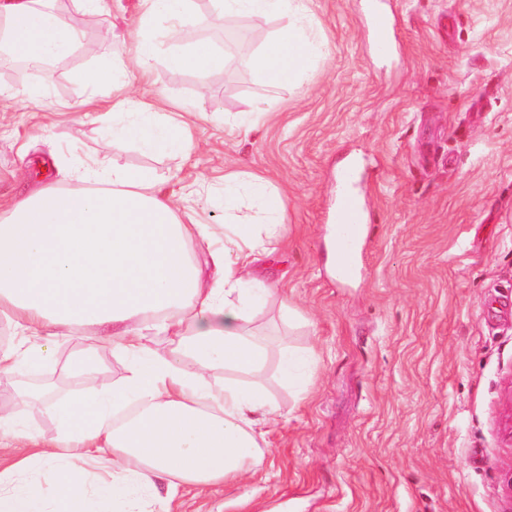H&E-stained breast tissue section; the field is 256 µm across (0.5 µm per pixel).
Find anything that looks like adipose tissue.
<instances>
[{"label":"adipose tissue","instance_id":"1","mask_svg":"<svg viewBox=\"0 0 512 512\" xmlns=\"http://www.w3.org/2000/svg\"><path fill=\"white\" fill-rule=\"evenodd\" d=\"M140 2L141 24L194 22L193 0ZM211 12L281 19L262 51H242L269 86H296L323 51L306 0H211ZM112 38L124 50L111 66L75 78L111 87L113 137L151 152L192 147L207 113L145 99L133 82L148 81L159 58L206 73L219 62L214 45L199 39L161 55L139 32ZM77 45L75 29L47 0H0V52L40 65ZM76 175L88 189L39 188L13 200L0 221V321L12 332L0 346V387H20V375L52 362L77 330L88 345L72 360L74 372L93 375L108 348L126 374L61 400L41 392L57 429L48 440L20 411L0 410V447L14 451L0 468V512H150L168 506L179 486L239 479L262 464L259 441L285 418L262 381L269 362L296 394L311 384L304 354L271 353L248 333L278 289L251 267L282 234L279 191L257 175H225L218 226L202 222L186 199L163 196L149 172L89 160ZM194 242L208 245L203 262L189 254ZM157 336L169 348L155 347Z\"/></svg>","mask_w":512,"mask_h":512}]
</instances>
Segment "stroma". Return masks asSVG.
<instances>
[{
  "mask_svg": "<svg viewBox=\"0 0 512 512\" xmlns=\"http://www.w3.org/2000/svg\"><path fill=\"white\" fill-rule=\"evenodd\" d=\"M362 0H309L328 54L297 87H270L243 66L194 0L196 25L155 24L159 49L199 38L220 62L204 74L156 62L148 90L211 121L188 153L113 142L111 119L89 108L76 71L106 66L117 43L104 22L135 27L139 0H116L108 20L80 0H55L94 47L34 68L37 107L0 102V203L38 187L70 186L93 158L147 169L166 195L192 193L210 224L224 221L228 173L263 176L284 193L287 233L259 277L282 280L253 327L272 346L312 351V384L265 385L286 419L269 429L262 466L205 492L183 487L171 512H512V0H381L394 17L389 56ZM257 131L235 123L254 104ZM359 162L368 213L355 278L323 265L340 162ZM306 326L283 322L281 298ZM69 338L33 379L68 396L87 387Z\"/></svg>",
  "mask_w": 512,
  "mask_h": 512,
  "instance_id": "1",
  "label": "stroma"
}]
</instances>
